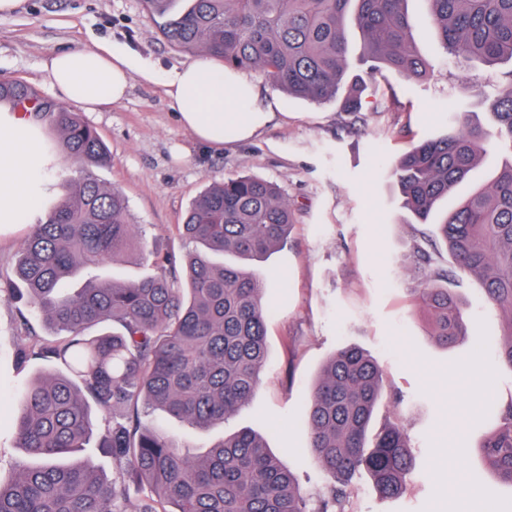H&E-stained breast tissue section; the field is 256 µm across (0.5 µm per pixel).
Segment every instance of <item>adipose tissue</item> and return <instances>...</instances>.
Masks as SVG:
<instances>
[{
  "instance_id": "1",
  "label": "adipose tissue",
  "mask_w": 512,
  "mask_h": 512,
  "mask_svg": "<svg viewBox=\"0 0 512 512\" xmlns=\"http://www.w3.org/2000/svg\"><path fill=\"white\" fill-rule=\"evenodd\" d=\"M45 69L65 100L88 108L123 100L132 73L148 82L156 79L120 46L108 44L54 53ZM163 87L180 124L207 145L251 140L271 120L270 113L254 109L253 89L243 72L225 70L210 59L184 65ZM58 165L38 124L21 112L0 113V230L17 224L36 195L49 192L46 174Z\"/></svg>"
}]
</instances>
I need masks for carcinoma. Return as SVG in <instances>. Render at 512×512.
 <instances>
[{
  "mask_svg": "<svg viewBox=\"0 0 512 512\" xmlns=\"http://www.w3.org/2000/svg\"><path fill=\"white\" fill-rule=\"evenodd\" d=\"M407 0H142L172 47L202 51L224 68L260 70L290 97L320 103L345 93L343 109H362L363 89L347 81L346 19L362 32L369 74L385 68L407 79L431 69L418 50ZM440 46L463 64H512V0H424ZM54 127L74 163L50 208L30 225L15 276L0 280L17 309V356L54 368L19 389L16 447L27 460L0 480V512H124L130 483L149 488L136 512H355L353 478L366 473L383 499H398L414 468L410 440L384 421L368 437L382 399L381 368L357 347L328 360L307 397L309 448L332 477L315 502L263 439L227 436L193 455L147 410L206 432L248 403L266 361V279L250 265L288 245L294 224L281 188L252 175L207 186L191 202L179 236L195 243L183 264L173 249L147 246L128 202L96 170L109 163L96 131L67 105L16 78L0 80V106ZM509 158L490 185L436 218L437 204L468 181L489 136L470 112L421 140L391 168L418 233L408 261L411 305L429 335L448 348L471 337L466 305L448 284L476 277L499 320L489 332L498 363L512 370V69L485 100ZM447 249L443 263L439 246ZM163 274L134 283L92 275L130 253ZM38 312L54 336L35 334ZM103 325L111 331L90 336ZM120 410L116 418L111 413ZM481 444L486 466L512 486V392L487 389ZM124 466L100 475L82 456L90 445Z\"/></svg>",
  "mask_w": 512,
  "mask_h": 512,
  "instance_id": "carcinoma-1",
  "label": "carcinoma"
}]
</instances>
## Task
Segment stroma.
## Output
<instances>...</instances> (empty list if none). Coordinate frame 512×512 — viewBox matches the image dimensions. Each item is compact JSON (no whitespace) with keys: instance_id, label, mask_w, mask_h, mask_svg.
<instances>
[{"instance_id":"1","label":"stroma","mask_w":512,"mask_h":512,"mask_svg":"<svg viewBox=\"0 0 512 512\" xmlns=\"http://www.w3.org/2000/svg\"><path fill=\"white\" fill-rule=\"evenodd\" d=\"M408 10L419 21V48L432 68L412 81L392 72L377 75L358 112L343 111L335 99L317 104L288 98L253 70L247 74L255 87L253 106L271 113L272 121L256 138L232 147L194 140L161 87L137 75L122 102L81 110L80 116L112 157L111 166L98 172L101 181L123 191L132 223L148 239L169 242L176 253L189 249L176 226L211 182L258 176L279 185L294 212L287 248L257 266L261 276L275 280L267 290L272 311L260 385L246 406L210 432L176 426L184 442L209 446L252 431L294 472L303 492L317 498L331 478L306 451L303 403L326 362L352 345L382 369L385 389L375 422L400 424L415 459L407 491L396 500L380 498L367 474L356 476V512H460L448 491L453 477L484 491L469 502L470 512H485L491 500L507 510L512 486L489 472L479 454L485 430L474 421L483 393L463 371L471 344L438 345L423 313L409 303L406 257L416 230L432 227L411 224L383 166L442 131L457 106L483 115L474 92L495 88L504 69L461 65L432 38L422 0H409ZM112 42L163 79L195 58L164 41L140 0H22L16 12L0 16V77L20 79L58 101L62 95L44 71L49 56ZM457 292L483 339L479 362L503 392L512 391V370L500 367L487 338L497 315L482 305L479 281L465 279ZM17 334L15 313L0 298V476L6 478L23 457L15 446L12 393L46 368L40 360L18 364Z\"/></svg>"}]
</instances>
